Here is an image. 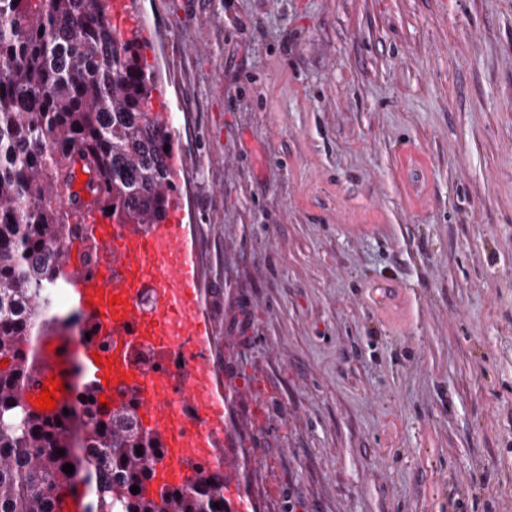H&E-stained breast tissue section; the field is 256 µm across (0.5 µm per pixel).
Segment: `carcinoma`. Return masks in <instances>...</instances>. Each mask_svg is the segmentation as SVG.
I'll return each instance as SVG.
<instances>
[{
	"label": "carcinoma",
	"mask_w": 512,
	"mask_h": 512,
	"mask_svg": "<svg viewBox=\"0 0 512 512\" xmlns=\"http://www.w3.org/2000/svg\"><path fill=\"white\" fill-rule=\"evenodd\" d=\"M112 2L0 0V360H10L0 369V512H55L79 483L93 493L85 512H233L221 475L203 466L148 493L160 440L133 405L104 407L86 383L79 417L71 404L41 417L23 398L42 368L34 338L80 321L45 318L62 249L85 231L84 205L60 204L75 165L91 174L88 205L108 218L144 226L174 206L142 26L111 23Z\"/></svg>",
	"instance_id": "carcinoma-1"
}]
</instances>
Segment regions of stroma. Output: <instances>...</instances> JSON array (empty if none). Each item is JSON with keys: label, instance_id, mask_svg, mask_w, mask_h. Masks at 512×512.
Segmentation results:
<instances>
[{"label": "stroma", "instance_id": "obj_1", "mask_svg": "<svg viewBox=\"0 0 512 512\" xmlns=\"http://www.w3.org/2000/svg\"><path fill=\"white\" fill-rule=\"evenodd\" d=\"M252 512H512V0H127Z\"/></svg>", "mask_w": 512, "mask_h": 512}]
</instances>
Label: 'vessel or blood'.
<instances>
[{"mask_svg":"<svg viewBox=\"0 0 512 512\" xmlns=\"http://www.w3.org/2000/svg\"><path fill=\"white\" fill-rule=\"evenodd\" d=\"M68 299L84 313L90 336L73 345L55 336L43 348V368L25 396H39L49 377L72 400V356L96 395L111 406L136 400L143 428L157 435L164 452L152 465L151 487L185 483L202 465L223 478L234 512H250L238 491L232 463L218 453L224 435V393L216 382L212 340L201 316L195 255L179 211L143 227L94 215L82 240L68 244L59 260ZM155 353L150 368L135 350Z\"/></svg>","mask_w":512,"mask_h":512,"instance_id":"obj_1","label":"vessel or blood"}]
</instances>
